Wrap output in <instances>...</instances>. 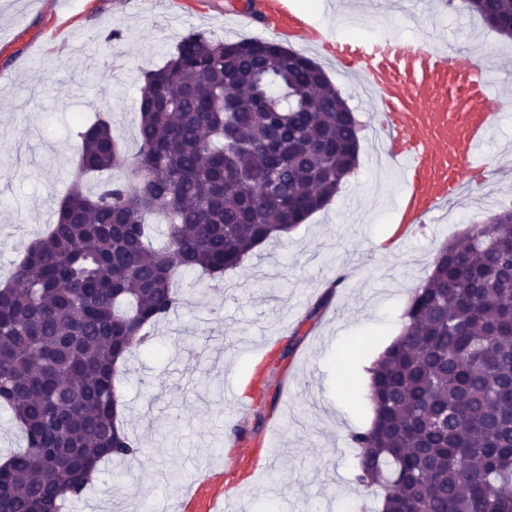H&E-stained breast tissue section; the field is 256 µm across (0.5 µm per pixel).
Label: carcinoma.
Returning a JSON list of instances; mask_svg holds the SVG:
<instances>
[{
  "label": "carcinoma",
  "instance_id": "1",
  "mask_svg": "<svg viewBox=\"0 0 512 512\" xmlns=\"http://www.w3.org/2000/svg\"><path fill=\"white\" fill-rule=\"evenodd\" d=\"M512 38V0H463ZM137 153L99 119L56 222L0 288V406L26 448L0 465V512H60L104 461L136 457L116 376L182 304L181 270L239 268L325 207L357 164L358 127L325 71L267 39L196 31L143 73ZM94 191L83 178L114 169ZM166 220V242L145 221ZM439 252L404 329L369 370L357 482L382 512H512V209Z\"/></svg>",
  "mask_w": 512,
  "mask_h": 512
}]
</instances>
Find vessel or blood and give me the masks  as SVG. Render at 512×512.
I'll return each instance as SVG.
<instances>
[{
  "label": "vessel or blood",
  "mask_w": 512,
  "mask_h": 512,
  "mask_svg": "<svg viewBox=\"0 0 512 512\" xmlns=\"http://www.w3.org/2000/svg\"><path fill=\"white\" fill-rule=\"evenodd\" d=\"M224 16L288 42L332 47L337 62L364 86L375 110L372 128L400 176L394 209L401 233L471 193L469 177L486 167L494 152L491 134L508 115L487 68L469 51L392 37L334 45L292 0H228ZM231 500L223 471L208 468L184 488L171 512H224Z\"/></svg>",
  "instance_id": "1"
}]
</instances>
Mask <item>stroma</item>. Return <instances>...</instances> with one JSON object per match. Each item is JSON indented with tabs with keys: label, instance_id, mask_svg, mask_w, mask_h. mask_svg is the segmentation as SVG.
Returning <instances> with one entry per match:
<instances>
[{
	"label": "stroma",
	"instance_id": "obj_1",
	"mask_svg": "<svg viewBox=\"0 0 512 512\" xmlns=\"http://www.w3.org/2000/svg\"><path fill=\"white\" fill-rule=\"evenodd\" d=\"M68 42L42 39L55 0H0V283L20 260L16 240L56 220L77 159L75 133L106 113L127 154L138 148L137 101L144 71L162 66L180 37L233 32L225 0H186L169 22L161 0H68ZM419 36L450 49L479 46L492 85L512 113V39L478 16L436 11L417 0L411 15L366 12L348 38ZM311 59L361 116L359 161L340 191L287 236L259 246L226 272L224 290L184 272L192 297L155 328L152 350L130 359L117 386L125 429L141 448L120 477L95 483L69 512L111 501L112 512H166L206 464L221 466L246 512H376L355 481L353 433L373 416L368 369L404 327L412 289L432 273L442 244L512 200V182H486L469 208L440 214L406 246L384 239L400 182L369 162L368 103L324 53ZM276 428L277 453L262 477L253 457Z\"/></svg>",
	"mask_w": 512,
	"mask_h": 512
}]
</instances>
